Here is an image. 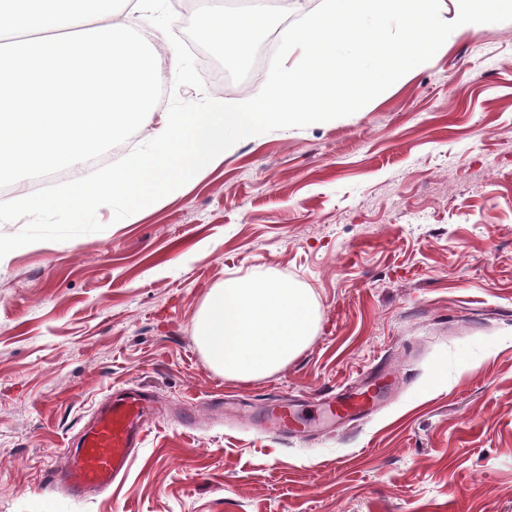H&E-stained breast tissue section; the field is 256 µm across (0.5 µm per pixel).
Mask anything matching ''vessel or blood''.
I'll use <instances>...</instances> for the list:
<instances>
[{
	"instance_id": "vessel-or-blood-1",
	"label": "vessel or blood",
	"mask_w": 512,
	"mask_h": 512,
	"mask_svg": "<svg viewBox=\"0 0 512 512\" xmlns=\"http://www.w3.org/2000/svg\"><path fill=\"white\" fill-rule=\"evenodd\" d=\"M386 387L383 376L376 375L361 388L345 390L327 404L324 412L301 411L281 403L267 408L262 419L284 434L321 423L327 416L350 420L370 411ZM156 402L154 393L141 387L113 392L67 448L62 468L49 473L48 488L74 499L110 488L125 475L136 449L141 447Z\"/></svg>"
}]
</instances>
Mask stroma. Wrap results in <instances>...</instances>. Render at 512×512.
<instances>
[{
  "label": "stroma",
  "mask_w": 512,
  "mask_h": 512,
  "mask_svg": "<svg viewBox=\"0 0 512 512\" xmlns=\"http://www.w3.org/2000/svg\"><path fill=\"white\" fill-rule=\"evenodd\" d=\"M183 31L214 62L203 89L264 85V44L320 0L270 8L248 65ZM19 175L0 195L90 174ZM48 241L0 267V512H512V21L462 32L364 111L243 140L137 221ZM310 289L316 327L275 374L208 364L194 322L210 288L254 272ZM376 366L385 400L328 434L212 423L211 400L318 397ZM168 411L127 474L82 499L48 492L112 389ZM196 409V428L174 413Z\"/></svg>",
  "instance_id": "stroma-1"
}]
</instances>
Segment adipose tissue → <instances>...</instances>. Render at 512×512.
Returning <instances> with one entry per match:
<instances>
[{"instance_id": "1", "label": "adipose tissue", "mask_w": 512, "mask_h": 512, "mask_svg": "<svg viewBox=\"0 0 512 512\" xmlns=\"http://www.w3.org/2000/svg\"><path fill=\"white\" fill-rule=\"evenodd\" d=\"M115 3L0 0V182L78 163L147 126L168 31L150 0H128L122 17ZM195 20L242 64L267 24L264 11L216 0H200Z\"/></svg>"}]
</instances>
